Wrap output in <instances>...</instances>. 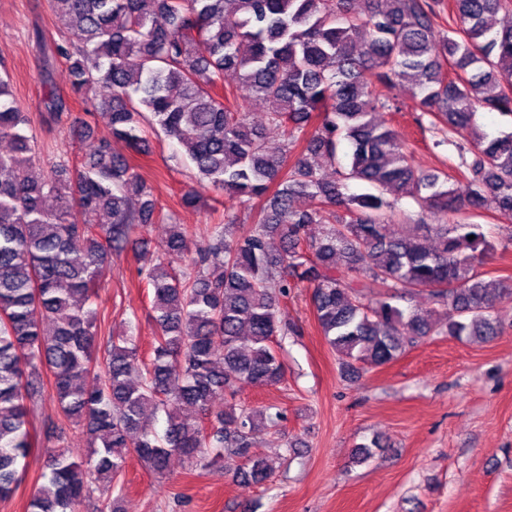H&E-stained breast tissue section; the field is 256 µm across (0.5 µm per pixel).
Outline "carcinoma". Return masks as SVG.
<instances>
[{
  "label": "carcinoma",
  "mask_w": 512,
  "mask_h": 512,
  "mask_svg": "<svg viewBox=\"0 0 512 512\" xmlns=\"http://www.w3.org/2000/svg\"><path fill=\"white\" fill-rule=\"evenodd\" d=\"M51 4L66 20L55 53L73 94L90 102L105 88L99 108L112 137L136 154L150 152L157 127L177 141L224 194V223L191 251L187 227L171 223L103 138L79 163L33 178L34 137L0 72V139L12 144L0 153V499L13 495L19 459L34 447L29 417L44 368L60 415L82 427L90 451L47 450L48 483L28 512H76L96 493L98 512H118L131 456L157 474L174 456L195 471L235 457V478L269 481L284 457L251 448L283 413L230 404L212 417L210 404L241 381L282 383L274 338L297 333L278 318L292 288H313L317 324L346 372L386 365L432 336L499 335L496 307L512 301V277L481 270L497 244L475 218L512 219V133L490 136L476 116L512 117V27L491 24L509 0ZM445 10L461 37L438 29ZM230 70L235 87L224 84ZM243 88L275 105L264 121L239 110ZM403 94L421 130L438 136L433 146L452 148L446 168L418 169L410 145L378 119L402 111ZM309 154L335 176L321 175ZM261 197L255 225L242 230L239 210ZM404 199L418 211L396 235ZM151 224L169 225V235L155 262L137 269L153 289L150 357L139 358L132 336L112 334L99 364L87 305L112 256ZM311 224L323 225L322 237L309 236ZM372 285L381 292L369 299ZM420 295L428 307L413 305ZM184 406L201 421H182Z\"/></svg>",
  "instance_id": "cac0c4a2"
}]
</instances>
